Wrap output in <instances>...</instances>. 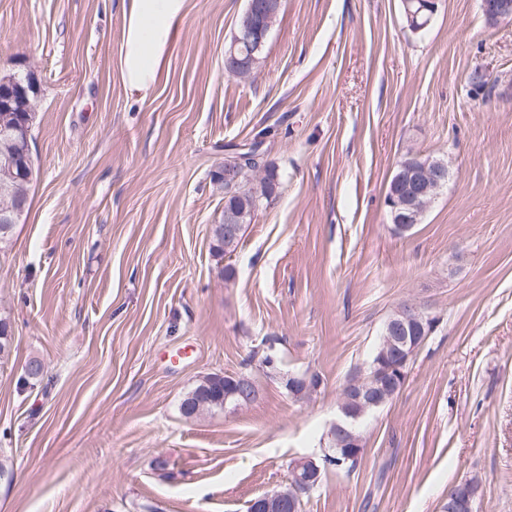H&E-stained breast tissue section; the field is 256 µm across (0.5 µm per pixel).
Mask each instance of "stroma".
<instances>
[{"label": "stroma", "mask_w": 512, "mask_h": 512, "mask_svg": "<svg viewBox=\"0 0 512 512\" xmlns=\"http://www.w3.org/2000/svg\"><path fill=\"white\" fill-rule=\"evenodd\" d=\"M121 3L0 0V73L39 86L28 206L0 248V512H247L303 457L323 476L301 512H441L474 476L476 512H512V19L437 0L414 33L402 0H283L242 79L224 51L247 0H189L137 100ZM261 133L279 184L225 260L212 173ZM408 154L451 175L399 233L384 200ZM407 303L436 330L356 468L323 463L344 385ZM237 373L255 403L181 414L203 376ZM305 373L321 384L295 397Z\"/></svg>", "instance_id": "obj_1"}]
</instances>
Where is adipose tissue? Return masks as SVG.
Masks as SVG:
<instances>
[{"label":"adipose tissue","instance_id":"1","mask_svg":"<svg viewBox=\"0 0 512 512\" xmlns=\"http://www.w3.org/2000/svg\"><path fill=\"white\" fill-rule=\"evenodd\" d=\"M188 0H122L119 72L129 97L146 99L176 46Z\"/></svg>","mask_w":512,"mask_h":512}]
</instances>
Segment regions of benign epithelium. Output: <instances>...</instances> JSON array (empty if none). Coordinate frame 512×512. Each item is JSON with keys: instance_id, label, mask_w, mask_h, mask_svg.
Listing matches in <instances>:
<instances>
[{"instance_id": "1", "label": "benign epithelium", "mask_w": 512, "mask_h": 512, "mask_svg": "<svg viewBox=\"0 0 512 512\" xmlns=\"http://www.w3.org/2000/svg\"><path fill=\"white\" fill-rule=\"evenodd\" d=\"M409 24L416 30L426 27L436 11L435 0H403ZM483 14L490 25L503 19L512 18V0H481ZM251 19L225 52L226 66L239 76L253 71L258 55L262 51L266 37L274 23V12L264 0L250 3ZM34 88L30 77L22 79L18 75H8L0 80V110L10 111V103H15L20 111L13 122L0 123L1 136H29L30 118L35 110L28 107V91ZM450 167L443 159L417 157L400 164L396 180L398 191L386 200L395 228L405 233L419 223V218L429 206L439 190L448 182ZM9 192L0 188V224H16L24 213V206L15 201L7 202ZM246 211H230L225 215L224 235L232 239L243 223ZM433 315L415 304H407L400 317L385 321L379 354L371 364L372 375L367 384L348 386L346 406L331 423L327 438L330 444H341L344 451L361 453L360 440L353 426L362 416L385 406L406 382L404 367L416 351L419 342L424 341L433 331ZM290 484L294 488L310 485L318 475L316 462L311 459L295 461L290 469ZM475 494L460 496L448 493V512H475ZM297 496L286 492L261 496L251 500L248 512H296Z\"/></svg>"}]
</instances>
